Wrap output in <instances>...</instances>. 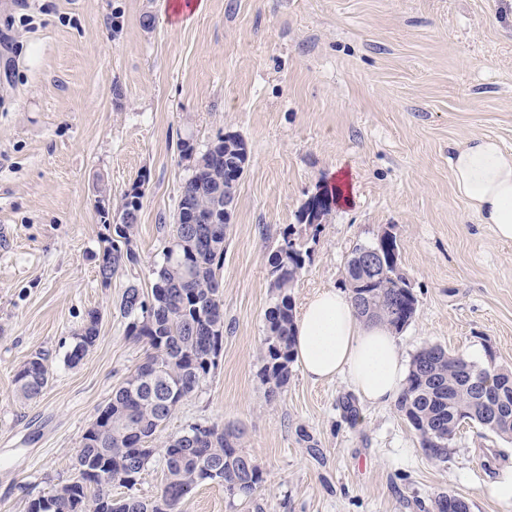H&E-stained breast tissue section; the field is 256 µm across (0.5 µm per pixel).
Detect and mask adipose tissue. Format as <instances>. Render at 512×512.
Wrapping results in <instances>:
<instances>
[{
  "instance_id": "ef3b65f1",
  "label": "adipose tissue",
  "mask_w": 512,
  "mask_h": 512,
  "mask_svg": "<svg viewBox=\"0 0 512 512\" xmlns=\"http://www.w3.org/2000/svg\"><path fill=\"white\" fill-rule=\"evenodd\" d=\"M448 167L457 196L503 242L512 241V153L492 137L472 135L451 146ZM293 351L309 379L340 377L364 402L395 403L406 360L389 328L359 318L348 293L327 289L304 306Z\"/></svg>"
}]
</instances>
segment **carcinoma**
I'll return each instance as SVG.
<instances>
[{
	"label": "carcinoma",
	"instance_id": "cac0c4a2",
	"mask_svg": "<svg viewBox=\"0 0 512 512\" xmlns=\"http://www.w3.org/2000/svg\"><path fill=\"white\" fill-rule=\"evenodd\" d=\"M180 153L194 154V144L182 141ZM248 163L247 144L238 134L219 135L197 154L153 270L151 290L146 293L131 283L119 304L127 334L144 343L146 358L112 389L109 401L84 432L74 461V469H84L82 479L61 483L30 500L28 512H177L180 502L203 483L223 486L232 499L250 500L265 482L263 468L243 450V431L234 426L193 423L167 437L162 448L145 450L180 403L197 392L218 365L224 341L219 271L237 188ZM145 183L144 177L132 183L121 199L112 236L98 255L100 277L114 278L140 264L135 248L138 218L130 214L142 208ZM339 194L340 188L334 187L325 192V200L307 203L302 210L306 224L287 225L269 255L274 302L265 315L259 376L273 393L284 388L292 374V289L311 261V251L298 242L300 229L318 231ZM193 214L211 223L185 225L189 233L171 247L180 219ZM369 251L378 254L374 275L365 263ZM342 287L349 291L359 317L385 323L396 332L416 314L418 299L401 268L400 241L388 230L370 244L354 246ZM100 320L98 311L87 313L65 353L67 365H78L95 346ZM50 372L48 353L31 354L14 377L17 397L38 398ZM397 409L417 433L420 446L436 459L447 457L449 444L465 424L512 441V368L493 361L478 365L440 345L424 347L412 358ZM158 452L163 455L166 481L153 500L133 493L114 498L112 486L98 479V473L110 470L120 486L131 490Z\"/></svg>",
	"mask_w": 512,
	"mask_h": 512
}]
</instances>
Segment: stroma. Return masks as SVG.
<instances>
[{"mask_svg": "<svg viewBox=\"0 0 512 512\" xmlns=\"http://www.w3.org/2000/svg\"><path fill=\"white\" fill-rule=\"evenodd\" d=\"M33 0L21 55L0 49V512L71 478L85 430L145 356L118 306L129 282L150 290L191 160L231 132L250 160L224 252V344L217 367L167 422L232 424L263 468L250 504L205 483L178 512H434L442 492L470 512H512L491 494L512 479V442L462 426L431 458L396 406L358 403L340 379L293 368L268 396L259 377L268 258L315 195L340 187L293 290L296 308L339 288L355 245L390 230L417 298L398 333L406 357L439 344L512 367V242L498 241L456 197L448 145L470 134L512 151V0ZM152 27H144V15ZM147 174L132 276L102 286L118 205ZM99 338L77 366L65 351L88 310ZM46 351L51 378L23 401L14 376ZM317 440L308 453L298 429Z\"/></svg>", "mask_w": 512, "mask_h": 512, "instance_id": "35a3bbf8", "label": "stroma"}]
</instances>
